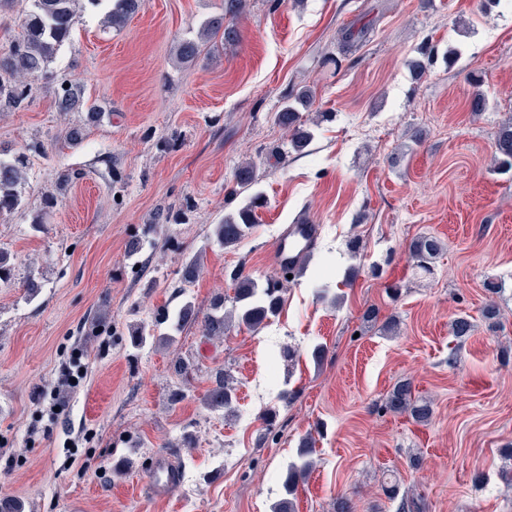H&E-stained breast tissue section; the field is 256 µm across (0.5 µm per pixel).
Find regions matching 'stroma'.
I'll use <instances>...</instances> for the list:
<instances>
[{"instance_id":"35a3bbf8","label":"stroma","mask_w":512,"mask_h":512,"mask_svg":"<svg viewBox=\"0 0 512 512\" xmlns=\"http://www.w3.org/2000/svg\"><path fill=\"white\" fill-rule=\"evenodd\" d=\"M223 5L146 0L117 31L103 27V9L85 10L52 79H31L26 108L0 112V146L28 156L22 204L0 214L12 266L0 282V457L14 460L0 470V499L25 512H270L309 437L314 465L297 512H332L340 495L354 512H396L384 492L393 481L425 512H512L499 474L512 444V176L493 162L495 132L512 118V0L489 10L482 0H248L237 41L177 64L176 43ZM364 26L349 63L322 67L344 29ZM425 40L455 49V66L415 77ZM473 71L488 102L479 114ZM62 79L81 82L102 110L77 146L64 136L82 113L54 104ZM304 85L308 118L335 119L303 152L276 159L288 140L276 114ZM35 142L45 153H28ZM248 160L264 205L225 249L213 228L242 203L236 173ZM71 171L78 179L61 181ZM49 194L56 207L34 223ZM160 211L170 223H156ZM301 217L318 224V241L276 317L221 339L190 326L171 346L132 348L130 325L156 309L189 299L204 315L216 295L232 298L236 269L278 278L273 245ZM424 233L444 244L428 274L409 252ZM197 254L203 271L180 289ZM30 279L42 284L33 299ZM492 300L494 332L481 319ZM460 314L475 328L458 344ZM391 318L393 334L383 329ZM76 352L84 377L52 416L49 395ZM224 367L239 381L229 416L201 405ZM401 380L431 403V422L387 407ZM158 453L179 472L165 498L151 491ZM124 457L133 465L115 475Z\"/></svg>"}]
</instances>
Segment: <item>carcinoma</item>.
<instances>
[{
	"mask_svg": "<svg viewBox=\"0 0 512 512\" xmlns=\"http://www.w3.org/2000/svg\"><path fill=\"white\" fill-rule=\"evenodd\" d=\"M108 2L104 23L112 29H121L125 23L144 5L145 0H32V8L25 14L20 32L10 41L8 48L0 52V72L9 80H0V108L7 106L22 109L29 97L26 79L48 76L50 65L60 48L71 41L76 17L81 9L96 8ZM247 0H224L221 13L207 19L197 36L184 39L176 47L175 59L179 63H191L201 58L207 45L229 43L238 38L234 25H224V18L231 20L243 13ZM421 59L414 67L417 74L434 63L437 50L424 42L418 47ZM85 89L77 82L66 80L60 83L55 96L59 111L70 112L83 103ZM313 91L304 87L288 95L277 112V122L288 129L289 149L302 152L312 141L313 131L304 119L302 111L312 103ZM7 150L0 148V212L12 211L21 205V188L26 181L27 160L23 156L6 157ZM494 164L503 173L512 172V119L499 125L495 133ZM263 204L262 196L254 194L245 200L235 211L224 215L215 225L213 236L223 248L235 246L255 228L256 210ZM443 250L442 242L431 235H421L410 245L409 251L417 266L428 272L429 265ZM234 297L231 309L224 307V297L217 296L211 303V311L198 318L195 305L185 301L175 311L167 308L156 311L151 325L138 326L134 344L137 346L150 341L153 344L170 346L175 342L174 333L186 325L200 322L202 333L208 337H222L230 326L237 322L249 328H257L277 315L284 304V287L268 282L261 286L249 274L239 271L234 274ZM500 309L492 300L481 310V318L488 329L499 323ZM454 338L462 343L474 331V324L467 315H458L451 322ZM237 385L230 371L216 372L214 387L202 399V406L211 411L232 412L237 401ZM389 409L409 414L415 421L427 423L433 415L430 405L420 403L412 397L409 381H401L392 388L388 401ZM312 446L307 438L300 442L298 460L288 467L283 478L284 495L272 506V512H296V493L299 485L313 466ZM388 499L397 502V512H420L419 500L406 493H400L398 483L386 487Z\"/></svg>",
	"mask_w": 512,
	"mask_h": 512,
	"instance_id": "carcinoma-1",
	"label": "carcinoma"
}]
</instances>
